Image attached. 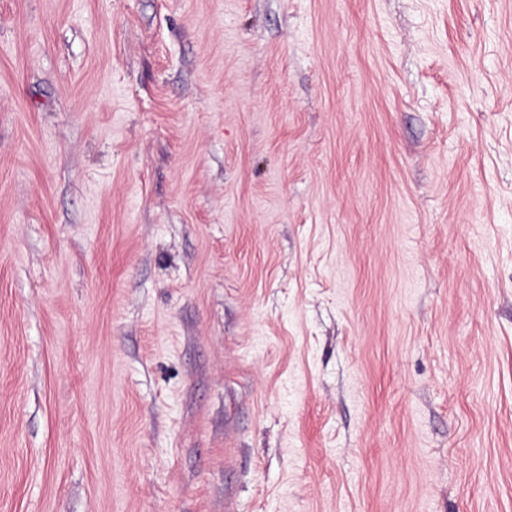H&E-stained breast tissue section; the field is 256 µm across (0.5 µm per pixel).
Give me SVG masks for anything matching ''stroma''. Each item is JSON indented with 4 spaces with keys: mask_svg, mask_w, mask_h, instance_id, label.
<instances>
[{
    "mask_svg": "<svg viewBox=\"0 0 512 512\" xmlns=\"http://www.w3.org/2000/svg\"><path fill=\"white\" fill-rule=\"evenodd\" d=\"M0 512H512V0H0Z\"/></svg>",
    "mask_w": 512,
    "mask_h": 512,
    "instance_id": "35a3bbf8",
    "label": "stroma"
}]
</instances>
